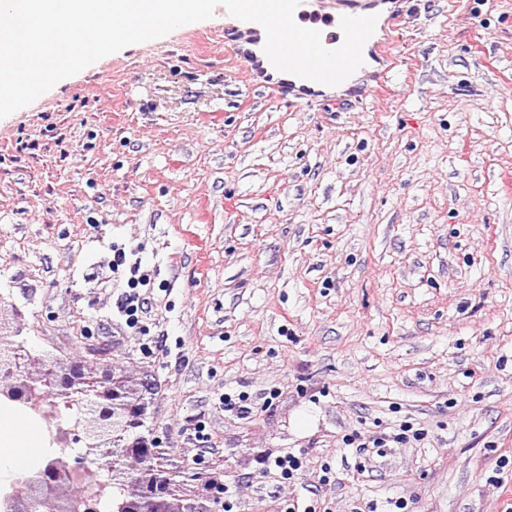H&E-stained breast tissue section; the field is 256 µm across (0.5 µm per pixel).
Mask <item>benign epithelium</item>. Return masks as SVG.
Wrapping results in <instances>:
<instances>
[{
    "mask_svg": "<svg viewBox=\"0 0 512 512\" xmlns=\"http://www.w3.org/2000/svg\"><path fill=\"white\" fill-rule=\"evenodd\" d=\"M14 317L11 333L0 335V401L29 409L61 448L83 442L84 453L73 462L60 453L22 476L19 492L0 496L5 512H101L100 497L76 478L90 457L119 491L113 512H215L211 504L220 502L223 483L213 481L197 494H186L160 477L161 442L142 432L143 395L111 368L98 374L78 362L59 366L45 360L15 340L22 314L17 310ZM77 402L84 411L70 427L60 420V408Z\"/></svg>",
    "mask_w": 512,
    "mask_h": 512,
    "instance_id": "1",
    "label": "benign epithelium"
}]
</instances>
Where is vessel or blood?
Here are the masks:
<instances>
[{"instance_id":"1","label":"vessel or blood","mask_w":512,"mask_h":512,"mask_svg":"<svg viewBox=\"0 0 512 512\" xmlns=\"http://www.w3.org/2000/svg\"><path fill=\"white\" fill-rule=\"evenodd\" d=\"M374 7L364 6L362 0H338L335 11L326 12L323 9L306 10L304 6H297L294 16L301 20L304 28L320 31L321 40L324 46L339 45L344 40V35L339 30L340 20L345 16H363L374 14ZM404 11H391L384 19H378L377 26L384 30L383 38L375 40L368 39L363 48L364 66L358 70V77L354 83L347 88L348 94L357 97H367L380 94L388 90L391 82L390 68L381 70H369L368 61L375 59L391 60L390 51L393 42V31H396L404 20ZM225 41L233 43L237 54L242 55L248 63L252 73H263V60L254 51L255 46L264 45L266 34L264 29L257 23L234 21L232 25L224 29ZM272 89H275L280 98L287 101L290 107L300 109L316 100L327 87L324 84L303 79L289 73H281L277 81L272 82Z\"/></svg>"}]
</instances>
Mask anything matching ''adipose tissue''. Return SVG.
<instances>
[{"label":"adipose tissue","mask_w":512,"mask_h":512,"mask_svg":"<svg viewBox=\"0 0 512 512\" xmlns=\"http://www.w3.org/2000/svg\"><path fill=\"white\" fill-rule=\"evenodd\" d=\"M47 454L41 430L20 409L0 404V480L39 468Z\"/></svg>","instance_id":"adipose-tissue-1"}]
</instances>
